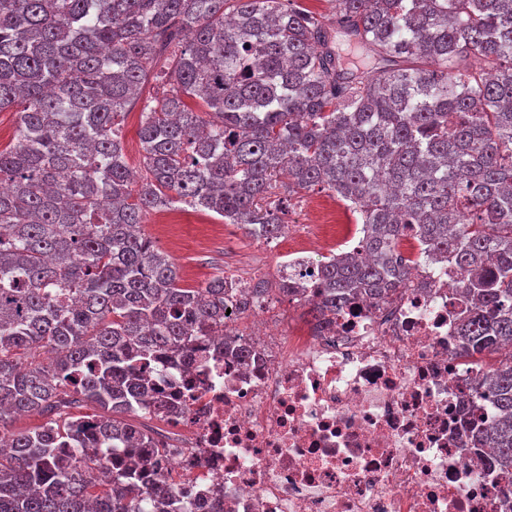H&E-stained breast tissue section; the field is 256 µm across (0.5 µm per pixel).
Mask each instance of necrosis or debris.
Wrapping results in <instances>:
<instances>
[{
    "mask_svg": "<svg viewBox=\"0 0 512 512\" xmlns=\"http://www.w3.org/2000/svg\"><path fill=\"white\" fill-rule=\"evenodd\" d=\"M412 263L407 289L352 298L324 323L270 322L254 309L253 352L193 346L157 400L186 447L161 461L195 512H496L512 478L484 472L464 421L485 367L456 356L468 305L458 273Z\"/></svg>",
    "mask_w": 512,
    "mask_h": 512,
    "instance_id": "necrosis-or-debris-1",
    "label": "necrosis or debris"
}]
</instances>
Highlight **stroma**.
<instances>
[{"label":"stroma","instance_id":"stroma-1","mask_svg":"<svg viewBox=\"0 0 512 512\" xmlns=\"http://www.w3.org/2000/svg\"><path fill=\"white\" fill-rule=\"evenodd\" d=\"M143 230L176 263L185 287L198 286L227 270L269 280L285 261L241 228L236 231L235 248L225 250L223 221L180 205L147 215Z\"/></svg>","mask_w":512,"mask_h":512}]
</instances>
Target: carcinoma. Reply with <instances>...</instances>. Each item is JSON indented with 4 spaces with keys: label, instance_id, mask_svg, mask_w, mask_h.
<instances>
[{
    "label": "carcinoma",
    "instance_id": "obj_1",
    "mask_svg": "<svg viewBox=\"0 0 512 512\" xmlns=\"http://www.w3.org/2000/svg\"><path fill=\"white\" fill-rule=\"evenodd\" d=\"M0 0V512H191L165 480L167 456L139 418H166L147 369L188 363L200 337L250 355L224 333L273 291L316 324L350 296L381 302L410 281L396 258L467 276L471 307L456 355L499 352L475 387L495 418L468 421L473 450L512 472V0ZM475 71L459 73L468 55ZM169 85L141 98L154 69ZM141 103L138 187L122 142ZM359 216L349 251L286 265L317 294L260 280L240 294L216 276L184 288L142 230L175 203L281 235L269 198L313 188ZM101 414L77 415L86 404ZM36 413L46 421L12 428ZM135 450L103 490L84 472Z\"/></svg>",
    "mask_w": 512,
    "mask_h": 512
}]
</instances>
